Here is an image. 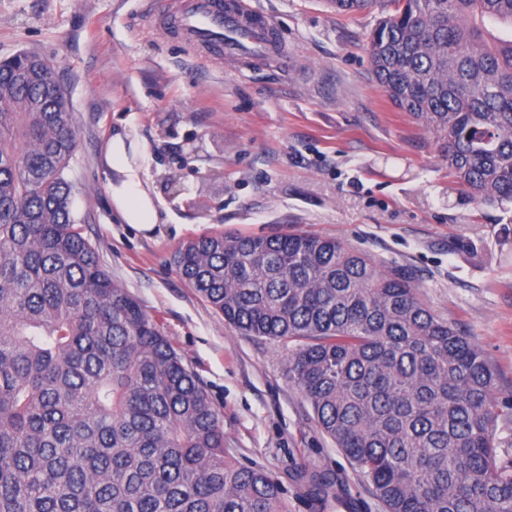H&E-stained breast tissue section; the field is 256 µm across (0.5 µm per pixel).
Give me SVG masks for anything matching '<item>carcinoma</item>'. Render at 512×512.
I'll use <instances>...</instances> for the list:
<instances>
[{
  "label": "carcinoma",
  "mask_w": 512,
  "mask_h": 512,
  "mask_svg": "<svg viewBox=\"0 0 512 512\" xmlns=\"http://www.w3.org/2000/svg\"><path fill=\"white\" fill-rule=\"evenodd\" d=\"M387 12L369 35L388 97L441 141L460 192L512 204V0H328ZM0 60V512H287L235 462L159 321L73 213L70 103ZM173 261L224 321L288 349V380L386 512H512L496 373L407 268L311 234L204 235Z\"/></svg>",
  "instance_id": "carcinoma-1"
}]
</instances>
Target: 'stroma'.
<instances>
[{"label":"stroma","mask_w":512,"mask_h":512,"mask_svg":"<svg viewBox=\"0 0 512 512\" xmlns=\"http://www.w3.org/2000/svg\"><path fill=\"white\" fill-rule=\"evenodd\" d=\"M155 2L0 0V59L28 50L54 65L77 132L73 211L198 375L229 456L269 473L288 512H384L289 382L287 348L230 328L173 264L194 237L293 231L417 274L420 300L495 367L496 442L512 457V205L461 195L435 135L373 80L366 44L381 7L345 15L327 0H251L279 51L244 65L198 59ZM123 130L139 137L158 209L149 239L108 192L105 148Z\"/></svg>","instance_id":"35a3bbf8"}]
</instances>
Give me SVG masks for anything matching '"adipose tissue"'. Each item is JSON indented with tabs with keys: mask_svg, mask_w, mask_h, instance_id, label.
I'll list each match as a JSON object with an SVG mask.
<instances>
[{
	"mask_svg": "<svg viewBox=\"0 0 512 512\" xmlns=\"http://www.w3.org/2000/svg\"><path fill=\"white\" fill-rule=\"evenodd\" d=\"M138 144L128 134L112 136L108 143L105 161L109 169L119 173L118 181L109 182L111 201L123 221L144 236H152L157 226L154 199L146 188L139 165L129 160V150Z\"/></svg>",
	"mask_w": 512,
	"mask_h": 512,
	"instance_id": "obj_1",
	"label": "adipose tissue"
}]
</instances>
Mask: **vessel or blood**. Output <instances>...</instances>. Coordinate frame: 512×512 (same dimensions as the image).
<instances>
[{"label":"vessel or blood","instance_id":"b4317fda","mask_svg":"<svg viewBox=\"0 0 512 512\" xmlns=\"http://www.w3.org/2000/svg\"><path fill=\"white\" fill-rule=\"evenodd\" d=\"M166 17L202 57L252 59L276 47L271 21L248 0H179Z\"/></svg>","mask_w":512,"mask_h":512}]
</instances>
